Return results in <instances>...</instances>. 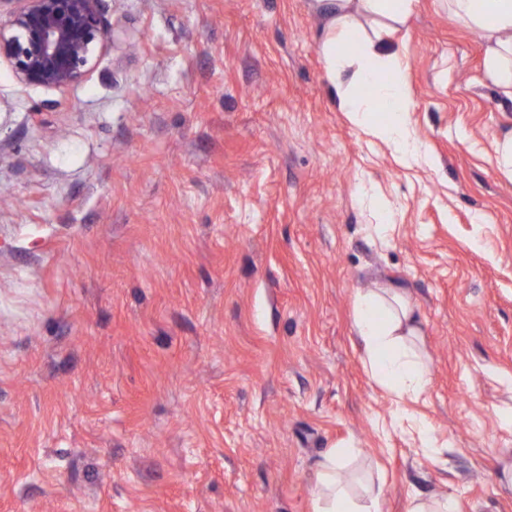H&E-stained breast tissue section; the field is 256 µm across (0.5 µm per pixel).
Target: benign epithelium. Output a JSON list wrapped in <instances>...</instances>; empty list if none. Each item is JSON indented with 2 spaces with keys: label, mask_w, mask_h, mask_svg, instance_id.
<instances>
[{
  "label": "benign epithelium",
  "mask_w": 512,
  "mask_h": 512,
  "mask_svg": "<svg viewBox=\"0 0 512 512\" xmlns=\"http://www.w3.org/2000/svg\"><path fill=\"white\" fill-rule=\"evenodd\" d=\"M0 14V59L23 84L68 88L108 40L102 0H17Z\"/></svg>",
  "instance_id": "benign-epithelium-1"
}]
</instances>
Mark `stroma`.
Returning <instances> with one entry per match:
<instances>
[{
	"label": "stroma",
	"instance_id": "obj_1",
	"mask_svg": "<svg viewBox=\"0 0 512 512\" xmlns=\"http://www.w3.org/2000/svg\"><path fill=\"white\" fill-rule=\"evenodd\" d=\"M103 13L120 38L78 86L0 61V512H315L334 448L381 512H512V98L482 33L448 0L358 18L404 50L429 168L340 111L313 0ZM388 279L429 365L401 402L351 328ZM455 509V501L452 497H415L410 503L408 512H456Z\"/></svg>",
	"mask_w": 512,
	"mask_h": 512
}]
</instances>
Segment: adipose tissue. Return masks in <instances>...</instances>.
Instances as JSON below:
<instances>
[{"instance_id":"obj_1","label":"adipose tissue","mask_w":512,"mask_h":512,"mask_svg":"<svg viewBox=\"0 0 512 512\" xmlns=\"http://www.w3.org/2000/svg\"><path fill=\"white\" fill-rule=\"evenodd\" d=\"M413 0H314L323 19L318 33L328 82L339 106L360 119L367 133L385 141L401 157L417 160L421 145L410 122L411 97L400 50L365 40L356 20L377 15L407 24ZM448 8L469 27L485 33L486 77L512 96V0H448ZM362 46L358 65L344 47ZM353 331L364 348L369 377L396 399L419 396L428 384V364L419 349L420 316L403 288L393 282L358 293ZM343 451L319 464L317 512H378L382 487L372 483L355 494L341 473Z\"/></svg>"}]
</instances>
